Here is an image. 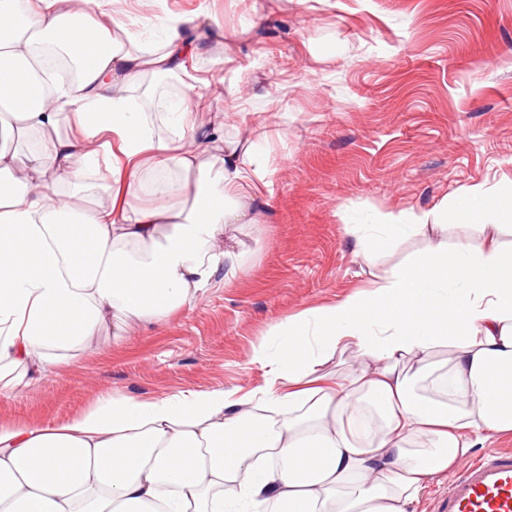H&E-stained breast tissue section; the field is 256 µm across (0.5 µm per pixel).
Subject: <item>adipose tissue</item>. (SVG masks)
<instances>
[{"mask_svg":"<svg viewBox=\"0 0 512 512\" xmlns=\"http://www.w3.org/2000/svg\"><path fill=\"white\" fill-rule=\"evenodd\" d=\"M111 3L0 0V396L107 319L148 327L236 277L245 254L224 228L258 221L267 159L198 118L208 14L139 0L127 20ZM180 76L156 96L154 79ZM431 218L358 225L359 244L387 254L433 234ZM440 218L481 226L482 242L430 243L289 316L253 350L261 390L115 394L60 425H0V512H414L430 482L512 433V248L498 242L512 181ZM335 357L345 367L323 373Z\"/></svg>","mask_w":512,"mask_h":512,"instance_id":"ef3b65f1","label":"adipose tissue"}]
</instances>
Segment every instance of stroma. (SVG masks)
I'll use <instances>...</instances> for the list:
<instances>
[{
  "label": "stroma",
  "instance_id": "stroma-1",
  "mask_svg": "<svg viewBox=\"0 0 512 512\" xmlns=\"http://www.w3.org/2000/svg\"><path fill=\"white\" fill-rule=\"evenodd\" d=\"M206 9L199 111L238 107L273 168L262 221L231 224L244 270L167 321L114 339L104 328L20 393L0 424L54 425L116 394L169 396L266 386L252 350L305 308L368 287L424 238L364 258L355 224L439 211L463 191L512 180V0H167Z\"/></svg>",
  "mask_w": 512,
  "mask_h": 512
}]
</instances>
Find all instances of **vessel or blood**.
I'll return each mask as SVG.
<instances>
[{
	"mask_svg": "<svg viewBox=\"0 0 512 512\" xmlns=\"http://www.w3.org/2000/svg\"><path fill=\"white\" fill-rule=\"evenodd\" d=\"M436 509L512 512V451H493L460 466Z\"/></svg>",
	"mask_w": 512,
	"mask_h": 512,
	"instance_id": "b4317fda",
	"label": "vessel or blood"
}]
</instances>
